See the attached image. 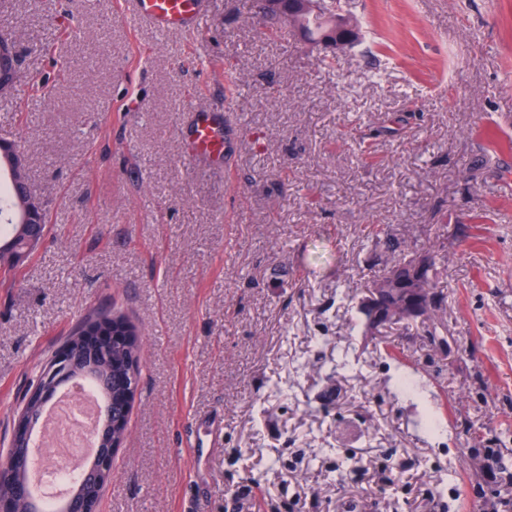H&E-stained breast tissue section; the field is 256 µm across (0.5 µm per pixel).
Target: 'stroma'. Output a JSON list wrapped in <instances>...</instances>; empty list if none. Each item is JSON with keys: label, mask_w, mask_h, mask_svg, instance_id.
I'll use <instances>...</instances> for the list:
<instances>
[{"label": "stroma", "mask_w": 512, "mask_h": 512, "mask_svg": "<svg viewBox=\"0 0 512 512\" xmlns=\"http://www.w3.org/2000/svg\"><path fill=\"white\" fill-rule=\"evenodd\" d=\"M121 2L0 0V138L50 227L0 280V452L110 303L141 379L98 512H441L421 488L481 512L479 449L512 458V0H340L361 34L341 51L264 37L256 0L168 34ZM196 110L223 114L225 162L186 160ZM390 242L436 255L443 303L351 334ZM340 348L356 364L325 378ZM400 368L423 400L394 393ZM427 409L445 437L415 427ZM2 40H5L2 43L0 42V59L2 61V65L4 70L5 67H8V64H11V66L8 73L1 74L0 96L7 97L12 90L18 57L12 43L8 42L10 38L5 34H0V41Z\"/></svg>", "instance_id": "1"}]
</instances>
